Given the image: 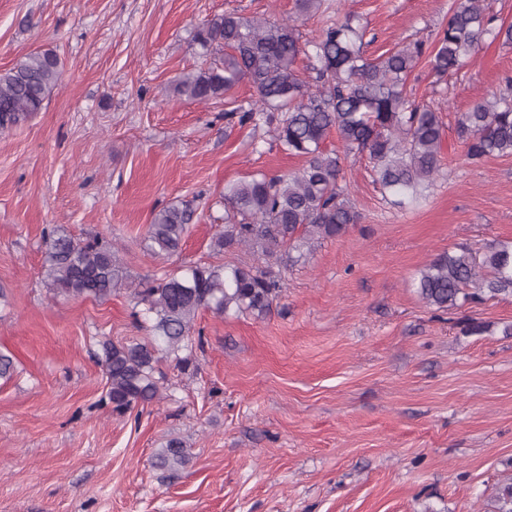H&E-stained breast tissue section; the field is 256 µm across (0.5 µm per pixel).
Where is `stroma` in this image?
<instances>
[{
	"label": "stroma",
	"mask_w": 512,
	"mask_h": 512,
	"mask_svg": "<svg viewBox=\"0 0 512 512\" xmlns=\"http://www.w3.org/2000/svg\"><path fill=\"white\" fill-rule=\"evenodd\" d=\"M460 0H0V71L54 51L62 80L40 112L0 132V512H495L512 478V302L439 311L414 280L435 254L512 242V156L473 164L455 127L505 92L512 45L484 41L459 74L420 64L412 99L438 109L442 165L418 208L385 201L367 160L343 174L359 223L306 262L215 250L224 187L303 161L266 123L239 126L220 99L180 97L205 63L194 41L233 11L296 19L304 37L350 10L378 57L432 42ZM169 205L193 213L181 250L141 240ZM100 236L132 280L192 263L272 267L282 291L262 319L200 310L192 369L158 363L160 396L125 415L103 403L99 343L145 342L128 290L64 298L44 279L45 230ZM191 451L172 478L171 438ZM191 454L189 448L180 439H170L165 447L156 455L155 465L162 469L177 472L190 462Z\"/></svg>",
	"instance_id": "35a3bbf8"
}]
</instances>
